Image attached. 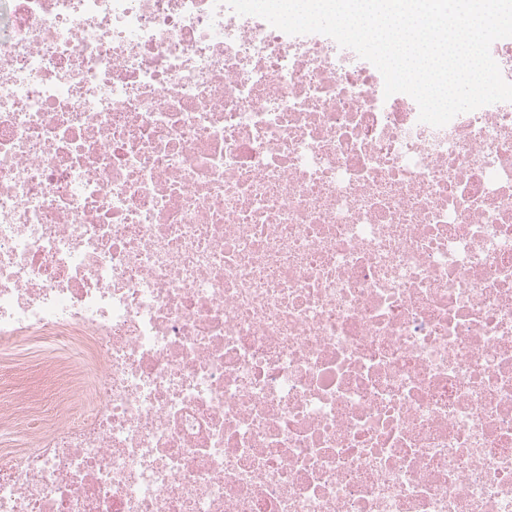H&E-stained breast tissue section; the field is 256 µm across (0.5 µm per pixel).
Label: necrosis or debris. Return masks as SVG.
<instances>
[{"label":"necrosis or debris","mask_w":512,"mask_h":512,"mask_svg":"<svg viewBox=\"0 0 512 512\" xmlns=\"http://www.w3.org/2000/svg\"><path fill=\"white\" fill-rule=\"evenodd\" d=\"M0 512H512V102L420 122L214 0H0Z\"/></svg>","instance_id":"1"}]
</instances>
